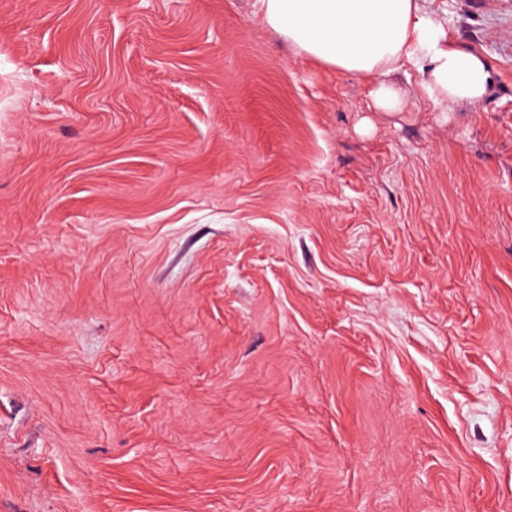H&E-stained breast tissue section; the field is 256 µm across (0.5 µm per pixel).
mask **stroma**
<instances>
[{
  "instance_id": "stroma-1",
  "label": "stroma",
  "mask_w": 512,
  "mask_h": 512,
  "mask_svg": "<svg viewBox=\"0 0 512 512\" xmlns=\"http://www.w3.org/2000/svg\"><path fill=\"white\" fill-rule=\"evenodd\" d=\"M398 112L251 0H0V512H512V0Z\"/></svg>"
}]
</instances>
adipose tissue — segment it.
I'll return each mask as SVG.
<instances>
[{
  "mask_svg": "<svg viewBox=\"0 0 512 512\" xmlns=\"http://www.w3.org/2000/svg\"><path fill=\"white\" fill-rule=\"evenodd\" d=\"M252 10L307 57L369 78V96L384 111L403 106L395 76L408 66L445 112L478 104L493 88L487 62L450 44L421 0H252Z\"/></svg>",
  "mask_w": 512,
  "mask_h": 512,
  "instance_id": "adipose-tissue-1",
  "label": "adipose tissue"
}]
</instances>
